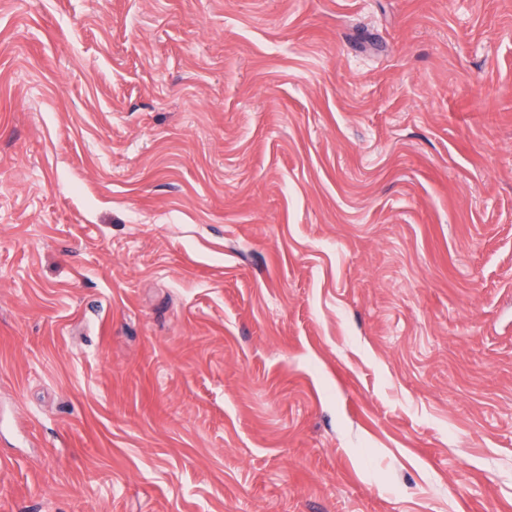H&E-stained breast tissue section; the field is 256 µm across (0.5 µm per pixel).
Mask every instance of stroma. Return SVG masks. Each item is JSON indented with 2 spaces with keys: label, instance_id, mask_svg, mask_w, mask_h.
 <instances>
[{
  "label": "stroma",
  "instance_id": "stroma-1",
  "mask_svg": "<svg viewBox=\"0 0 512 512\" xmlns=\"http://www.w3.org/2000/svg\"><path fill=\"white\" fill-rule=\"evenodd\" d=\"M0 512H512V0H0Z\"/></svg>",
  "mask_w": 512,
  "mask_h": 512
}]
</instances>
